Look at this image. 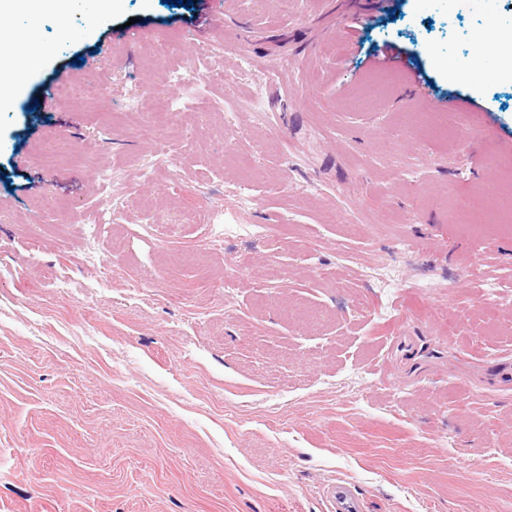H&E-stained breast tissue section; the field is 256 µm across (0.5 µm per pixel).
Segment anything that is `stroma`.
<instances>
[{"label":"stroma","instance_id":"1","mask_svg":"<svg viewBox=\"0 0 512 512\" xmlns=\"http://www.w3.org/2000/svg\"><path fill=\"white\" fill-rule=\"evenodd\" d=\"M10 24L49 53L0 108V512H512V0ZM331 508L336 512H358V503L342 485L332 484L328 487Z\"/></svg>","mask_w":512,"mask_h":512}]
</instances>
